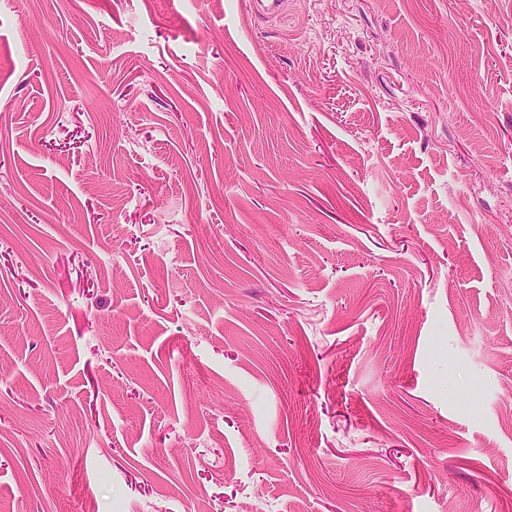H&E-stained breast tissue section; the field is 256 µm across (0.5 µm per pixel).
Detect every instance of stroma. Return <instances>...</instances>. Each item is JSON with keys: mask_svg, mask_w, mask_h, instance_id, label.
I'll list each match as a JSON object with an SVG mask.
<instances>
[{"mask_svg": "<svg viewBox=\"0 0 512 512\" xmlns=\"http://www.w3.org/2000/svg\"><path fill=\"white\" fill-rule=\"evenodd\" d=\"M0 512H512V0H0Z\"/></svg>", "mask_w": 512, "mask_h": 512, "instance_id": "1", "label": "stroma"}]
</instances>
